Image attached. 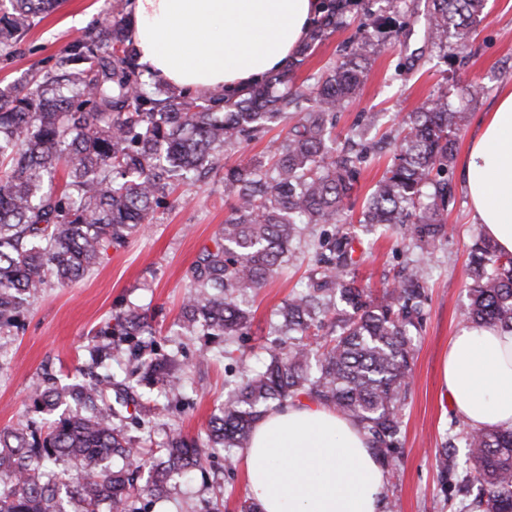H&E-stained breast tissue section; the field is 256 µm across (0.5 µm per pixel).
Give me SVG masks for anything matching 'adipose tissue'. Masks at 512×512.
Returning a JSON list of instances; mask_svg holds the SVG:
<instances>
[{
    "mask_svg": "<svg viewBox=\"0 0 512 512\" xmlns=\"http://www.w3.org/2000/svg\"><path fill=\"white\" fill-rule=\"evenodd\" d=\"M322 11V0H132L130 36L146 73L235 98L284 69ZM460 174L481 235L511 256L512 88L481 117ZM440 383L472 430L512 429V330L461 325ZM241 465L261 512H381L386 474L369 436L311 399L265 414Z\"/></svg>",
    "mask_w": 512,
    "mask_h": 512,
    "instance_id": "adipose-tissue-1",
    "label": "adipose tissue"
}]
</instances>
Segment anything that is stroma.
<instances>
[{"mask_svg": "<svg viewBox=\"0 0 512 512\" xmlns=\"http://www.w3.org/2000/svg\"><path fill=\"white\" fill-rule=\"evenodd\" d=\"M424 4L425 0H363L350 25L337 28L292 68L290 87L305 90L364 35L367 11L383 10L402 20L392 41L377 45L371 54L356 101L337 112L338 137L347 136L361 113L380 112L383 120L367 137L372 142L393 140L402 115L444 95L467 114L457 136L456 152L461 155L479 116L492 108L502 86L512 84V0H486L473 38L461 52L429 51ZM128 11L127 0H63L27 31L11 54L0 53V83L52 67L93 22L119 18ZM471 84L480 86L479 94L468 93ZM284 135L278 126L248 146L225 152L212 172L170 195L168 207L158 209L143 232L107 249L91 273L68 287L48 281L39 294L29 297L19 323L0 328V429L48 427V414L33 403L36 395L90 379L89 348L111 344L101 328L135 303L152 318L153 334L146 337V344L178 359L181 388L160 397L141 424H126L127 435L161 443L176 431L191 437L204 432L226 392L263 361L266 347L277 338L279 306L307 282L313 239L332 230L331 225L319 224L295 242L301 267L271 280L250 298L253 322L247 335L225 342L178 335L176 321L188 292L187 272L202 249L212 246L228 215L225 167L269 154ZM459 169L456 163L448 169L455 202L437 247L416 248L400 226L383 236L359 226L354 229L356 275L362 285L378 293L407 268L417 266L426 274L428 300L402 409V447L384 463V496L397 501L399 512H474L458 492L465 471L456 465L464 457L469 428L453 414L440 385L448 341L466 319L468 248L479 234ZM445 447L451 448L454 463L443 473L435 451ZM246 497L237 457L218 450L203 470L171 482L167 497L144 498L139 505L141 512H212L216 506L222 512H238Z\"/></svg>", "mask_w": 512, "mask_h": 512, "instance_id": "35a3bbf8", "label": "stroma"}]
</instances>
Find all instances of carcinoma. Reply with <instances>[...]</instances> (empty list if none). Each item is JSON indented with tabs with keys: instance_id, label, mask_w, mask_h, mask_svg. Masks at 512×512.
<instances>
[{
	"instance_id": "1",
	"label": "carcinoma",
	"mask_w": 512,
	"mask_h": 512,
	"mask_svg": "<svg viewBox=\"0 0 512 512\" xmlns=\"http://www.w3.org/2000/svg\"><path fill=\"white\" fill-rule=\"evenodd\" d=\"M58 2L11 0L0 14V50L10 52ZM483 8L484 0H428L430 40L466 49ZM346 9L330 0L298 54L306 56L343 25L338 16ZM369 25L373 38L325 68L307 92L288 87L287 70L234 100L221 91L193 94L148 83L121 18L93 25L31 80L0 85V327L14 324L26 298L49 279L83 278L107 248L152 223L174 186L190 184L224 152L250 144L290 114L298 120L269 161L224 169L233 204L214 246L190 269L180 329L211 338L249 332L252 316L242 301L296 259L293 244L306 226L334 225L315 244L305 288L278 310L288 344L267 350L262 367L226 396L204 438L175 433L156 448L127 436L105 397L114 385L110 355L94 347L91 366L101 373L34 399L50 412L69 400L89 411L63 413L44 433L0 429V512H138L137 494L165 496L173 476L190 477L214 450L245 447L269 410L301 396L357 421L382 455L399 449L426 277L412 268L380 297L357 285L355 237L341 217L373 145L361 133L358 141L336 143L333 123L357 95L374 41L386 43L400 28L382 11L369 15ZM466 119L444 97L408 113L401 144L365 198L359 223L371 230L400 224L416 244L435 246L453 202L445 175ZM468 268V319L512 329V256L479 236ZM98 335L133 343L140 400L176 388L174 355L141 356L137 337L153 335L142 307L119 312ZM465 446L482 512H512V430L470 432ZM50 461L64 464L63 476L45 470ZM144 469L150 479L139 490L135 480ZM66 475L72 489L65 501Z\"/></svg>"
}]
</instances>
